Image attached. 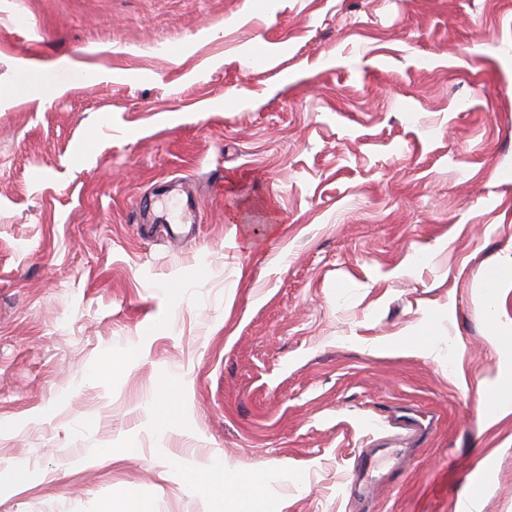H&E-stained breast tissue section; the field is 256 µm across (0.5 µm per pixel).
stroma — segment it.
I'll list each match as a JSON object with an SVG mask.
<instances>
[{
    "instance_id": "35a3bbf8",
    "label": "stroma",
    "mask_w": 512,
    "mask_h": 512,
    "mask_svg": "<svg viewBox=\"0 0 512 512\" xmlns=\"http://www.w3.org/2000/svg\"><path fill=\"white\" fill-rule=\"evenodd\" d=\"M511 254L512 0H0V512H512ZM172 194L170 190L162 192L157 195L152 206L153 220L156 224H164L167 227L163 229H156L155 231H147L148 235L158 236L164 231V236L172 240L174 237L184 236L196 224L194 204L189 197L186 200L182 199V205L176 215H172L167 207V199ZM380 446L382 448L361 449L356 456L351 470V475L355 478V482L347 486L351 490L360 491L365 488L369 473L377 468L380 459L394 454L398 442L392 439L389 442L382 443ZM239 477V474L233 476L231 473H227L224 464L210 466L203 471H191L187 474V480L192 486H206L212 498L223 502L226 512H253V506L257 499L264 495L263 480L260 476H255L241 485ZM239 489L242 491L240 495ZM229 490H235L237 494L230 495ZM102 512H151L148 501L135 489L128 488L120 499L104 504Z\"/></svg>"
}]
</instances>
